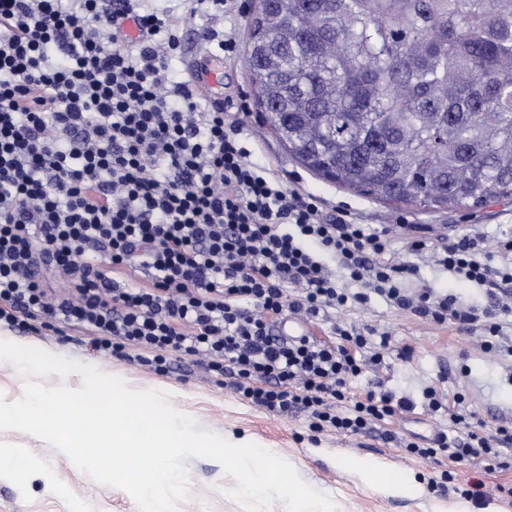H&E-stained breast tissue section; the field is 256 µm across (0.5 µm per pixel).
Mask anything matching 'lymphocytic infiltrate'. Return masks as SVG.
Returning a JSON list of instances; mask_svg holds the SVG:
<instances>
[{
  "mask_svg": "<svg viewBox=\"0 0 512 512\" xmlns=\"http://www.w3.org/2000/svg\"><path fill=\"white\" fill-rule=\"evenodd\" d=\"M181 47L173 15L138 0H0V321L78 327L97 349L150 354L160 372L169 355L197 357L216 384L231 380L272 413L307 411L320 431L356 433L411 410L387 391L350 396L388 335L375 346L371 329L337 326L322 341L284 335L283 324L376 293L435 325L497 335L512 238L495 264L480 260L475 237L411 243L488 288L484 308L408 291L416 268L395 257L385 229L327 216L315 196L251 162L240 124L171 78ZM325 254L357 292L339 287ZM128 269L145 285L120 284ZM494 441L473 431L405 450L493 462Z\"/></svg>",
  "mask_w": 512,
  "mask_h": 512,
  "instance_id": "lymphocytic-infiltrate-1",
  "label": "lymphocytic infiltrate"
}]
</instances>
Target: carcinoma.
Wrapping results in <instances>:
<instances>
[{
	"label": "carcinoma",
	"instance_id": "carcinoma-1",
	"mask_svg": "<svg viewBox=\"0 0 512 512\" xmlns=\"http://www.w3.org/2000/svg\"><path fill=\"white\" fill-rule=\"evenodd\" d=\"M247 36L308 170L424 210L512 199V0H268Z\"/></svg>",
	"mask_w": 512,
	"mask_h": 512
}]
</instances>
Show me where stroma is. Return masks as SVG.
Listing matches in <instances>:
<instances>
[{
	"instance_id": "stroma-1",
	"label": "stroma",
	"mask_w": 512,
	"mask_h": 512,
	"mask_svg": "<svg viewBox=\"0 0 512 512\" xmlns=\"http://www.w3.org/2000/svg\"><path fill=\"white\" fill-rule=\"evenodd\" d=\"M256 0H244L241 8L210 17L180 15L184 39L181 53L172 60L183 70L187 53L213 51L221 39H233L238 50L224 63L225 112L235 114L250 136L260 144L254 162L269 166L288 181L321 198L326 214L344 210L355 222L387 229L397 257L417 265L419 277L436 292L454 296L463 308H482L487 303L483 287L439 269L429 255L412 253L407 242L412 234L429 240L479 236L487 253H494L502 234L512 235V200L473 209L421 211L406 205L381 202L331 182L304 168L271 132L256 108L255 95L244 63L246 28ZM293 331L309 328L320 339L332 325L371 327L388 333L390 345L376 371L364 372L350 383L360 395L381 388L412 398V410L358 433L313 432L307 413L273 414L236 393L231 386L212 382L202 365L186 355L174 356L166 372L138 359L134 353L95 349L87 333L71 328L58 333L45 328L22 330L0 323V338L92 365L122 378L129 389H162L169 402L193 418L198 429L216 432L235 444L253 442L291 464L299 476L333 498L339 512H512V440L499 445L501 468L489 471L478 460L464 457L442 464L413 456L407 442L432 446L439 433L465 438L468 430L496 434L512 430V354L485 350L482 331L461 332L454 325L437 326L390 306L373 295L365 304L348 303L329 319L312 323L289 318ZM429 386L448 394H461L468 424L454 425L444 412H431L422 391ZM0 455L8 465L0 467V512H138L123 490L95 482L61 451L34 436L0 432ZM368 459L412 477L416 494L403 496L380 492L364 483L356 471L358 460ZM190 497L180 512H242L227 496L236 480L206 458H186ZM61 482V490L51 481ZM482 497H474V488Z\"/></svg>"
}]
</instances>
